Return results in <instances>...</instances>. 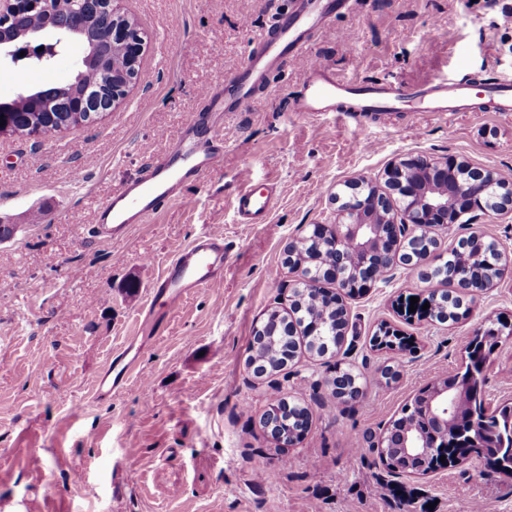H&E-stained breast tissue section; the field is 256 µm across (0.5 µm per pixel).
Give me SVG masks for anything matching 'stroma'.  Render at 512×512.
<instances>
[{
    "label": "stroma",
    "instance_id": "obj_1",
    "mask_svg": "<svg viewBox=\"0 0 512 512\" xmlns=\"http://www.w3.org/2000/svg\"><path fill=\"white\" fill-rule=\"evenodd\" d=\"M149 35L128 107L98 124L45 136L38 146L0 138V512H512V479L471 459L424 478L390 479L376 442L416 391L457 371L461 337L512 316V273L473 298L455 323L416 322L413 352L374 350L381 321L397 322L399 295L421 292V272L394 277L347 302L351 328L336 353L297 348L281 371L247 365L268 309L290 306L286 248L303 228L336 221L346 181L381 178L396 159L455 157L512 182V112H365L347 119L293 111L304 88L297 69L272 72L268 87L215 129L224 168L189 183L150 223L120 242L91 239L97 203L149 155L167 154L194 121L203 87L229 84L257 36L291 0H123ZM488 0H350L310 45L333 73L364 84L416 88L466 79L475 88L512 84V29ZM84 49L70 42L44 66L15 65L0 102L69 82ZM374 150L360 152L356 141ZM86 165L84 183L72 169ZM275 187L265 224H241L238 174ZM38 212L39 222L26 220ZM230 249L222 303L189 293L147 341L137 373L107 402L94 383L113 349L138 327L148 285L202 226ZM477 233L512 248V214L431 231L439 251ZM359 373L360 396H332L337 367ZM396 380L382 377L385 367ZM488 407L512 403V336L484 371ZM285 398L308 406L301 442L279 447L259 427ZM39 453L42 470L30 464ZM393 489L379 496V484Z\"/></svg>",
    "mask_w": 512,
    "mask_h": 512
}]
</instances>
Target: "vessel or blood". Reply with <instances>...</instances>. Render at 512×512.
Instances as JSON below:
<instances>
[{"instance_id": "vessel-or-blood-1", "label": "vessel or blood", "mask_w": 512, "mask_h": 512, "mask_svg": "<svg viewBox=\"0 0 512 512\" xmlns=\"http://www.w3.org/2000/svg\"><path fill=\"white\" fill-rule=\"evenodd\" d=\"M343 0H296L288 16L273 31L262 34L250 52L248 62L234 82L229 95L207 86L197 94L204 110L216 118L240 112L267 84L272 70L295 66L305 80V93L295 111L315 117L322 112H342L357 117L361 112L398 110L411 106L413 111H448L449 96L469 97L472 87L458 80L451 88L399 90L369 88L330 72L326 63L313 57L308 46L316 33L330 23L331 16ZM224 165V141L221 138L203 143L185 127L175 143L172 157H147L134 175L127 178L112 196L98 205L97 238L103 241L124 239L134 225L149 223L160 210L180 197L183 188L202 175L221 171ZM241 187L234 200V210L241 223H266L275 206L272 192H257L250 173L240 175ZM229 259L223 235L204 231L180 250L161 275L152 282L149 297L139 311V330L119 349L99 373L95 396L111 399L125 387L138 368L140 355L149 336L158 332L159 323L173 312L191 290L207 288L218 291L224 284V267Z\"/></svg>"}]
</instances>
